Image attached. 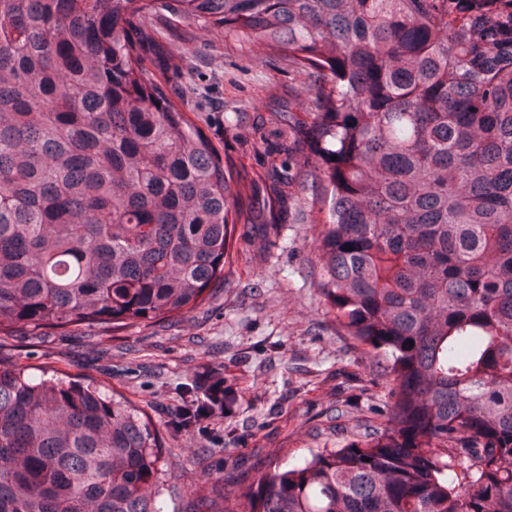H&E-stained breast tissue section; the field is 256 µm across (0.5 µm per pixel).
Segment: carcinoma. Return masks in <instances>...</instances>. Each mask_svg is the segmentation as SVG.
Instances as JSON below:
<instances>
[{"label": "carcinoma", "instance_id": "obj_1", "mask_svg": "<svg viewBox=\"0 0 512 512\" xmlns=\"http://www.w3.org/2000/svg\"><path fill=\"white\" fill-rule=\"evenodd\" d=\"M158 4L0 0V332L152 322L224 280L255 196L152 70ZM172 8L312 75L260 140L273 181L322 185L320 291L395 398L373 442L211 476L194 512H512V0ZM163 486L130 401L0 360V512H162Z\"/></svg>", "mask_w": 512, "mask_h": 512}]
</instances>
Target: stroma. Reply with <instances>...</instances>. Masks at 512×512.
<instances>
[{
  "mask_svg": "<svg viewBox=\"0 0 512 512\" xmlns=\"http://www.w3.org/2000/svg\"><path fill=\"white\" fill-rule=\"evenodd\" d=\"M152 29L165 93L235 163L240 182L296 196L272 186L259 133L276 129L279 111H305L307 75L270 46L204 33L164 7ZM319 230L292 209L250 212L235 227L223 282L190 312L118 330L20 328L0 339V359L34 381L65 376L129 398L165 449L162 512H192L211 492L210 475L231 485L261 464L363 445L392 409L387 366L344 334L319 293ZM206 372L227 378L234 408L180 429L168 410Z\"/></svg>",
  "mask_w": 512,
  "mask_h": 512,
  "instance_id": "obj_1",
  "label": "stroma"
}]
</instances>
